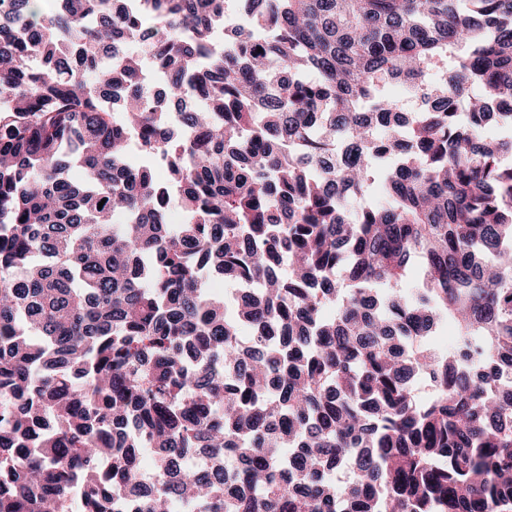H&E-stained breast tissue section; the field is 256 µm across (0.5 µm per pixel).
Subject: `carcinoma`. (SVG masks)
Listing matches in <instances>:
<instances>
[{
    "label": "carcinoma",
    "instance_id": "1",
    "mask_svg": "<svg viewBox=\"0 0 512 512\" xmlns=\"http://www.w3.org/2000/svg\"><path fill=\"white\" fill-rule=\"evenodd\" d=\"M35 2L0 0V512H512V0H243L216 47L226 0ZM143 63L145 69L143 77L147 81V92L155 102H161V105H165V98L159 95V90L161 86L168 85L167 77L153 68L152 61L149 56L145 55L143 57Z\"/></svg>",
    "mask_w": 512,
    "mask_h": 512
}]
</instances>
